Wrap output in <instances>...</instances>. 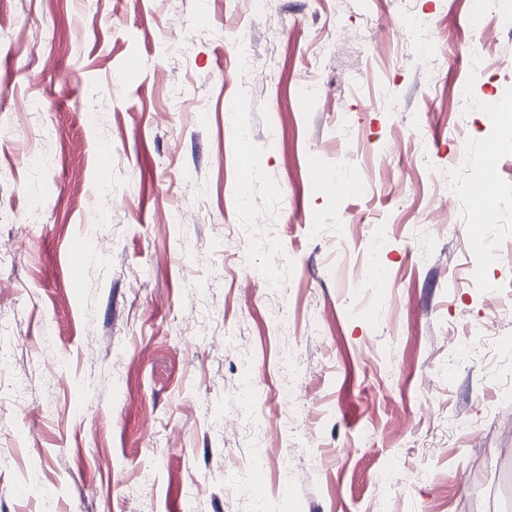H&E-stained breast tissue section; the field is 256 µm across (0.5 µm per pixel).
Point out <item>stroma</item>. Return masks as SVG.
<instances>
[{"mask_svg":"<svg viewBox=\"0 0 512 512\" xmlns=\"http://www.w3.org/2000/svg\"><path fill=\"white\" fill-rule=\"evenodd\" d=\"M409 11L435 23L429 60ZM470 18V0H0V512H512V311L483 289L512 261L471 245L464 191L496 147L483 232L511 243L492 114L512 28Z\"/></svg>","mask_w":512,"mask_h":512,"instance_id":"35a3bbf8","label":"stroma"}]
</instances>
